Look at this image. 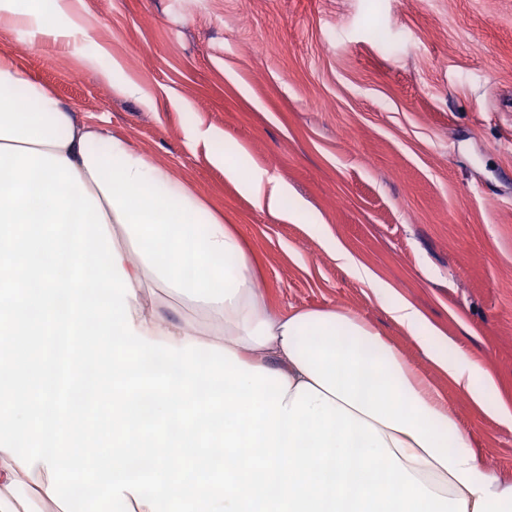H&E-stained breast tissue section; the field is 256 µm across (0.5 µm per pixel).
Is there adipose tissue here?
I'll use <instances>...</instances> for the list:
<instances>
[{
	"instance_id": "adipose-tissue-1",
	"label": "adipose tissue",
	"mask_w": 512,
	"mask_h": 512,
	"mask_svg": "<svg viewBox=\"0 0 512 512\" xmlns=\"http://www.w3.org/2000/svg\"><path fill=\"white\" fill-rule=\"evenodd\" d=\"M0 28L68 41L67 0ZM259 207L286 184L191 135ZM308 231L430 366L512 429L496 375L330 235ZM204 316L191 331L182 308ZM205 350L202 358L185 349ZM512 512L434 382L340 308H269L238 231L0 54V512Z\"/></svg>"
}]
</instances>
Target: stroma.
<instances>
[{"label": "stroma", "mask_w": 512, "mask_h": 512, "mask_svg": "<svg viewBox=\"0 0 512 512\" xmlns=\"http://www.w3.org/2000/svg\"><path fill=\"white\" fill-rule=\"evenodd\" d=\"M70 14L151 104L85 69L82 37L0 29V52L221 211L272 308L344 309L423 362L307 231L317 215L512 396V0H74ZM196 130L242 147L304 215L254 206L188 148ZM448 403L511 481L512 431Z\"/></svg>", "instance_id": "stroma-1"}]
</instances>
